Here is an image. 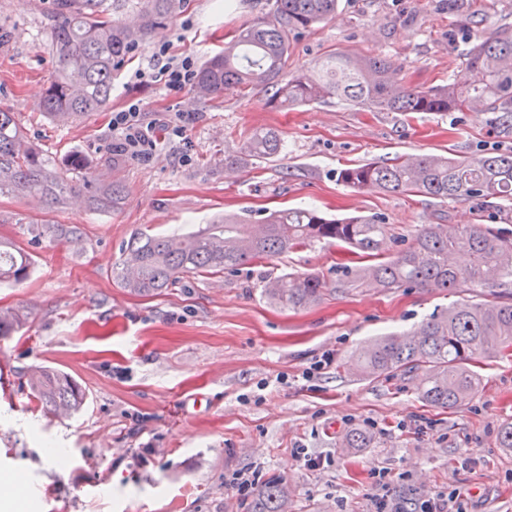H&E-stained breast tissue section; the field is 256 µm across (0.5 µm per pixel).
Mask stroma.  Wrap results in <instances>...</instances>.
Segmentation results:
<instances>
[{
  "instance_id": "1",
  "label": "stroma",
  "mask_w": 512,
  "mask_h": 512,
  "mask_svg": "<svg viewBox=\"0 0 512 512\" xmlns=\"http://www.w3.org/2000/svg\"><path fill=\"white\" fill-rule=\"evenodd\" d=\"M272 3L179 0L119 67L108 110L58 125L39 108L57 69L52 0H0V108L59 167L102 171L125 187L106 209L0 196V238L34 260L29 279L0 286V308L29 313L20 333L0 338V478L24 474L17 512H249L228 486L239 471L285 480L290 512H368L370 471L382 467L409 497L456 488L464 512H512V448L498 445L512 422V354L480 357L478 390L453 409L427 406L417 378H364L348 367L367 343L416 329L456 294L362 288L303 310L269 303L263 274L316 273L330 283L338 266L355 264L344 245L325 242L150 298L112 277L136 230L185 233L224 213L286 206L381 215L405 238L466 222L512 239V223L476 203L354 191L336 179L340 169L410 153L512 152V119L499 113L403 114L333 98L275 108L260 88L203 101L193 89L135 78L163 45L204 63ZM499 26L512 28V0H339L334 19L293 36L285 75L342 50L394 61L406 85L437 86L461 79L468 41ZM131 99L152 114L197 113L187 142L163 141L145 163L114 160L111 112ZM265 128L281 135L277 157L228 163ZM46 220L79 227V243L52 240ZM327 351L334 364L307 376ZM41 367L82 385L80 414L40 411L23 382ZM352 428L372 435L370 447H343ZM299 448L323 466H304Z\"/></svg>"
}]
</instances>
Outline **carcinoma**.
Listing matches in <instances>:
<instances>
[{
    "mask_svg": "<svg viewBox=\"0 0 512 512\" xmlns=\"http://www.w3.org/2000/svg\"><path fill=\"white\" fill-rule=\"evenodd\" d=\"M103 0H55L51 46L58 71L40 103L60 123H71L103 109L112 96V79L125 57L156 27L174 14L176 0H136L139 24L111 19ZM338 0H275L271 12L256 19L208 59L198 73L194 93L216 97L230 88L262 87L273 107L320 103L334 97L354 106L386 112H502L512 118V31L502 28L472 42L463 55L464 83L436 87L402 84L400 68L379 57L333 51L312 68L284 80L290 37L336 16ZM282 139L268 128L254 133L239 158L271 159ZM338 180L354 190L412 194L439 202L480 201L502 210L512 205V153L447 157L419 155L369 162L341 170ZM30 197L60 206L82 196L99 208L123 198L116 182L101 183L87 172L79 178L47 161L24 138L14 113L0 108V195ZM60 240L77 238V229L44 225ZM336 241L352 249L364 265L336 269V283L326 288L318 274L268 275L264 297L288 309L318 303L329 290L348 293L368 284L381 290L436 288H502L512 284V241L485 224H469L454 232L445 224H427L402 248L388 235L379 215L330 219L313 209L288 208L255 219L224 216L195 231L165 236L134 232L122 246L112 275L135 297H152L189 275L240 270L263 259L297 250L312 242ZM464 251L469 264L451 258ZM31 258L12 242L0 240V284L26 280ZM28 316L0 310V336L22 330ZM512 349V299L458 303L429 318L416 332L385 336L351 356L363 376L394 378L423 372L419 395L434 408L463 405L480 384L470 369L478 356ZM41 408L53 415L79 412L86 395L71 375L41 368L26 379ZM371 436L360 429L344 437L346 448H367ZM252 512H288V487L265 484L251 502Z\"/></svg>",
    "mask_w": 512,
    "mask_h": 512,
    "instance_id": "cac0c4a2",
    "label": "carcinoma"
}]
</instances>
